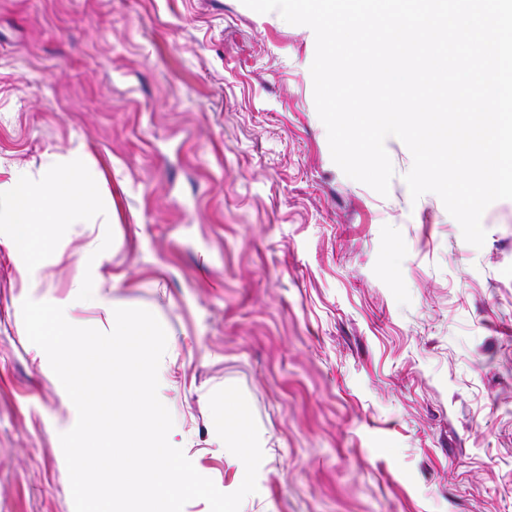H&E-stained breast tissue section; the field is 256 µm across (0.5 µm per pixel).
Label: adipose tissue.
<instances>
[{"label":"adipose tissue","mask_w":512,"mask_h":512,"mask_svg":"<svg viewBox=\"0 0 512 512\" xmlns=\"http://www.w3.org/2000/svg\"><path fill=\"white\" fill-rule=\"evenodd\" d=\"M96 206L94 181L84 176H51L39 183L12 174L0 185V223L12 228L10 244L35 257L54 224H77Z\"/></svg>","instance_id":"obj_1"}]
</instances>
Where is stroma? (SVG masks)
<instances>
[{
	"mask_svg": "<svg viewBox=\"0 0 512 512\" xmlns=\"http://www.w3.org/2000/svg\"><path fill=\"white\" fill-rule=\"evenodd\" d=\"M315 49L242 0H0V183L94 175L99 206L33 260L0 223V512H74L77 410L21 307L101 328L87 274L164 327L169 441L225 493L245 470L209 397L244 393L264 458L240 512H512V200L477 248L412 198L398 138L387 195L346 176Z\"/></svg>",
	"mask_w": 512,
	"mask_h": 512,
	"instance_id": "1",
	"label": "stroma"
}]
</instances>
